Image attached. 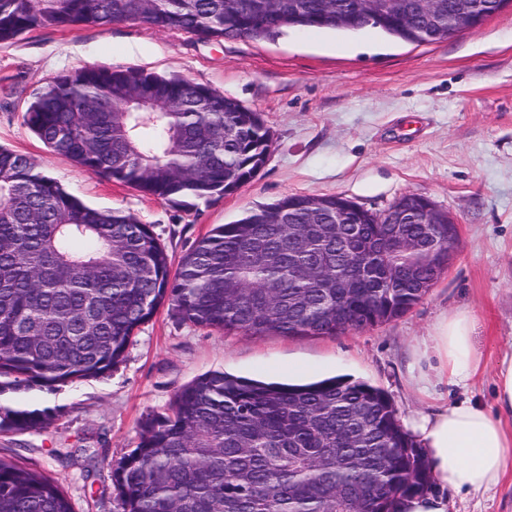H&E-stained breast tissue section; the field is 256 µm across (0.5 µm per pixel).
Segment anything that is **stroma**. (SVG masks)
Here are the masks:
<instances>
[{
	"instance_id": "35a3bbf8",
	"label": "stroma",
	"mask_w": 512,
	"mask_h": 512,
	"mask_svg": "<svg viewBox=\"0 0 512 512\" xmlns=\"http://www.w3.org/2000/svg\"><path fill=\"white\" fill-rule=\"evenodd\" d=\"M90 64L183 76L261 112L273 136L265 165L234 194L179 206L52 153L23 110L56 75ZM0 146L33 157L87 204L136 215L176 261L215 225L292 194L342 195L374 212L414 194L459 226L447 271L391 322L252 337L186 324L163 307L111 373L30 391L26 401L55 417L38 432L0 431V451L58 479L75 512H120L110 462L137 447L145 416L207 372L281 383L348 376L383 389L403 418L425 407L408 379L416 347L443 315L467 310L488 368L475 394L491 400L490 370L512 345V8L430 44L374 29H287L259 42L139 23L32 31L0 45Z\"/></svg>"
}]
</instances>
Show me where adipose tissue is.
<instances>
[{"label": "adipose tissue", "mask_w": 512, "mask_h": 512, "mask_svg": "<svg viewBox=\"0 0 512 512\" xmlns=\"http://www.w3.org/2000/svg\"><path fill=\"white\" fill-rule=\"evenodd\" d=\"M474 318L460 310L442 318L419 360L435 357L430 371L414 372L410 383L426 403L410 413L405 430L420 446L429 466L423 492L401 499L397 512H450L449 492L481 497L512 479V351L495 372L493 404L465 399L448 402V388L469 389L486 364L474 344Z\"/></svg>", "instance_id": "ef3b65f1"}]
</instances>
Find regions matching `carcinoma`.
Masks as SVG:
<instances>
[{
	"mask_svg": "<svg viewBox=\"0 0 512 512\" xmlns=\"http://www.w3.org/2000/svg\"><path fill=\"white\" fill-rule=\"evenodd\" d=\"M420 0L403 13L362 0H0V43L34 30L135 22L202 40L265 41L286 29H378L418 44L448 39V11L494 0ZM109 96L112 108L98 112ZM23 123L86 172L171 203L231 195L264 166L261 113L207 86L137 67L65 71ZM345 214L336 237V211ZM389 211L342 196L288 195L199 239L172 269L152 227L92 207L25 154L0 147V395L102 377L164 305L180 321L249 336H334L410 311L434 285L424 248L385 243ZM422 243L446 224L401 225ZM366 270L351 294L336 268ZM400 271L394 284L387 271ZM51 409L0 404V429L32 432ZM121 512H394L429 468L387 393L332 377L307 384L206 373L142 421L112 465ZM0 512H74L58 480L0 453Z\"/></svg>",
	"mask_w": 512,
	"mask_h": 512,
	"instance_id": "obj_1",
	"label": "carcinoma"
}]
</instances>
